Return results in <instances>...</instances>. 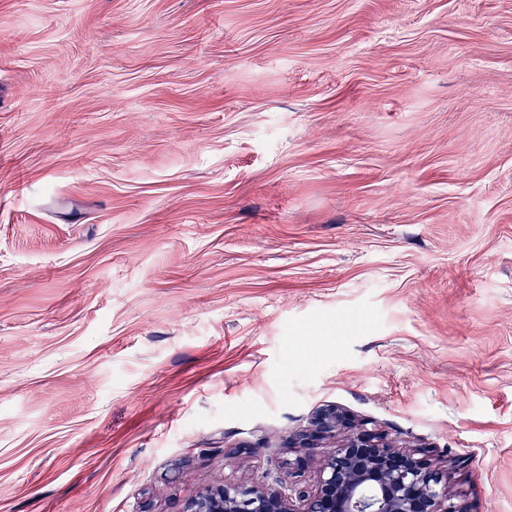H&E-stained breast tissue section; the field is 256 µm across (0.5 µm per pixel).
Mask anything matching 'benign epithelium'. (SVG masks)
<instances>
[{
  "instance_id": "7a95c632",
  "label": "benign epithelium",
  "mask_w": 512,
  "mask_h": 512,
  "mask_svg": "<svg viewBox=\"0 0 512 512\" xmlns=\"http://www.w3.org/2000/svg\"><path fill=\"white\" fill-rule=\"evenodd\" d=\"M334 437L311 488L278 489L262 481L207 489L186 512H466L448 472L420 449L398 448L386 436L334 405L318 410L290 448H318Z\"/></svg>"
}]
</instances>
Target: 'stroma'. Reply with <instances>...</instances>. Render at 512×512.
I'll return each mask as SVG.
<instances>
[{
    "label": "stroma",
    "instance_id": "stroma-1",
    "mask_svg": "<svg viewBox=\"0 0 512 512\" xmlns=\"http://www.w3.org/2000/svg\"><path fill=\"white\" fill-rule=\"evenodd\" d=\"M333 404L512 512V0H0V512L310 487Z\"/></svg>",
    "mask_w": 512,
    "mask_h": 512
}]
</instances>
